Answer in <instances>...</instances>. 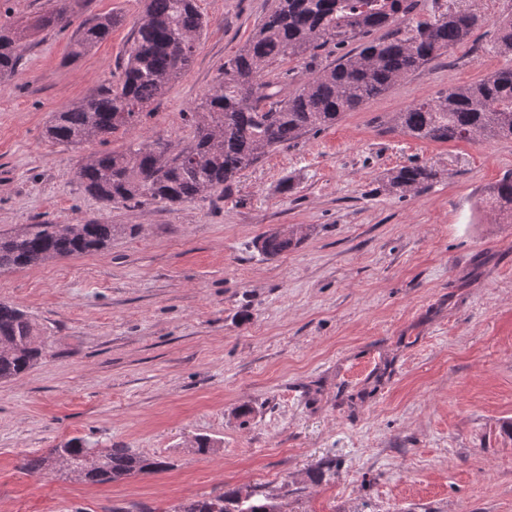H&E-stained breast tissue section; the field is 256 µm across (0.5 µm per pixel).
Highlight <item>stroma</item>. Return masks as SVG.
<instances>
[{
    "instance_id": "35a3bbf8",
    "label": "stroma",
    "mask_w": 512,
    "mask_h": 512,
    "mask_svg": "<svg viewBox=\"0 0 512 512\" xmlns=\"http://www.w3.org/2000/svg\"><path fill=\"white\" fill-rule=\"evenodd\" d=\"M476 3L467 41L231 190L177 207L105 206L78 178L99 142L45 135L54 112L118 79L143 0H74L73 25L118 19L75 60L69 32H31L0 83V235L84 219L135 230L0 271V301L50 334L42 360L0 381V512H169L230 489L280 512H512V223L473 208L512 173V139L433 143L393 121L512 66L488 50L512 0ZM197 5L208 25L190 71L109 150L190 141L186 111L274 0ZM414 164L437 180L390 191L388 175ZM296 224V248L254 249ZM73 437L169 467L99 485L22 470Z\"/></svg>"
}]
</instances>
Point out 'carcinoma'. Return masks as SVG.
Wrapping results in <instances>:
<instances>
[{
  "label": "carcinoma",
  "mask_w": 512,
  "mask_h": 512,
  "mask_svg": "<svg viewBox=\"0 0 512 512\" xmlns=\"http://www.w3.org/2000/svg\"><path fill=\"white\" fill-rule=\"evenodd\" d=\"M420 0H275L237 53L224 62L214 84L185 113L193 138L179 149L143 141L121 153L86 158L78 177L84 190L105 205H181L217 189L228 190L241 172L270 151L289 146L311 132L329 128L343 114L386 93L405 75L438 59L465 40L479 22L476 5L441 9L432 0L424 17H415ZM71 0H48L34 29H66ZM110 15L85 19L73 32L69 56L79 58L112 33ZM206 21L196 0H146L145 14L133 29L116 84H103L81 101L54 113L46 135L74 148L107 142L133 126L170 85L190 69ZM379 32L381 36L372 37ZM28 27L0 21V80L13 76L27 49ZM357 41L329 65L318 51L337 50ZM512 54V19L499 25L492 45ZM292 57L306 78L294 89L288 82L264 80L267 68ZM396 126L417 139L435 143L471 141L481 136L512 139V68L478 83L441 89L426 101L398 113ZM437 172L426 165L403 167L388 179L403 194L428 187ZM482 203L512 218V175L503 177ZM132 224L88 219L80 224H31L21 234L0 237V269H16L48 259L92 254L134 231ZM306 237L303 227L271 231L256 241L266 257H279ZM0 380L22 377L46 349L45 331L25 310L0 302ZM96 453L100 468L85 475L92 483L117 482L134 474H154L168 463L131 448H93L72 438L46 456H32L23 467L41 473L56 466V454L77 464ZM173 512H279L273 498L256 493L223 495L183 504Z\"/></svg>",
  "instance_id": "carcinoma-1"
}]
</instances>
